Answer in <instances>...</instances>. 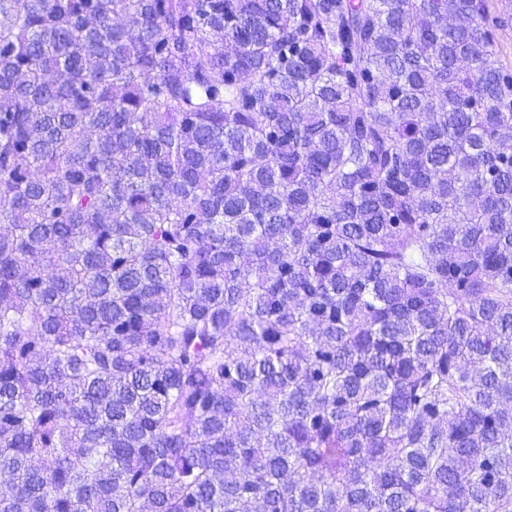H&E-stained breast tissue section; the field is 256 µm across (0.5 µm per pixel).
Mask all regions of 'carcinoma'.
I'll return each instance as SVG.
<instances>
[{
  "mask_svg": "<svg viewBox=\"0 0 512 512\" xmlns=\"http://www.w3.org/2000/svg\"><path fill=\"white\" fill-rule=\"evenodd\" d=\"M493 0H0V512H512Z\"/></svg>",
  "mask_w": 512,
  "mask_h": 512,
  "instance_id": "carcinoma-1",
  "label": "carcinoma"
}]
</instances>
